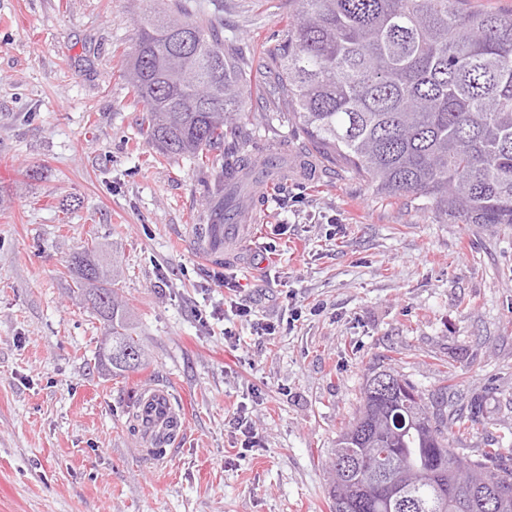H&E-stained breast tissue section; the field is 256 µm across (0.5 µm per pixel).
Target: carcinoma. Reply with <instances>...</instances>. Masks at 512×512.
I'll list each match as a JSON object with an SVG mask.
<instances>
[{"label":"carcinoma","mask_w":512,"mask_h":512,"mask_svg":"<svg viewBox=\"0 0 512 512\" xmlns=\"http://www.w3.org/2000/svg\"><path fill=\"white\" fill-rule=\"evenodd\" d=\"M460 0H288L281 47L262 67L281 113L316 157L390 198L420 202L452 224H512V13H469ZM143 102L141 131L162 154L235 174L209 152L236 139L252 73L224 42L222 23L192 17L181 0L145 10L126 73ZM69 268L112 343L117 375L138 368L144 346L118 299L120 272L84 248ZM393 380L376 392L373 376ZM448 388L430 402L394 368L366 375L360 405L336 437L328 472L332 512H512V468L492 448L463 459L448 432ZM369 455L378 485L340 457Z\"/></svg>","instance_id":"cac0c4a2"}]
</instances>
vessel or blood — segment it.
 Wrapping results in <instances>:
<instances>
[{
    "label": "vessel or blood",
    "mask_w": 512,
    "mask_h": 512,
    "mask_svg": "<svg viewBox=\"0 0 512 512\" xmlns=\"http://www.w3.org/2000/svg\"><path fill=\"white\" fill-rule=\"evenodd\" d=\"M249 232L246 224H199L194 228L191 243L208 261H221L230 266L239 261ZM136 415L142 441L149 448L167 440L169 435L183 436L186 429L172 390L164 386L146 385L140 389Z\"/></svg>",
    "instance_id": "1"
}]
</instances>
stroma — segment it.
I'll return each instance as SVG.
<instances>
[{"label": "stroma", "mask_w": 512, "mask_h": 512, "mask_svg": "<svg viewBox=\"0 0 512 512\" xmlns=\"http://www.w3.org/2000/svg\"><path fill=\"white\" fill-rule=\"evenodd\" d=\"M182 2L253 72L284 38L288 0ZM148 5L0 0V512H332L326 470L373 367L477 401L460 456L512 448V224H444L340 165L302 166L310 145L269 88L220 150L239 181L215 193L210 167L140 132L123 70ZM228 209L256 234L231 270L189 246ZM85 247L121 269L136 372L97 358L103 324L67 269ZM229 270L275 335L228 312ZM154 383L187 424L162 468L129 415ZM240 406L258 447L229 424Z\"/></svg>", "instance_id": "obj_1"}]
</instances>
